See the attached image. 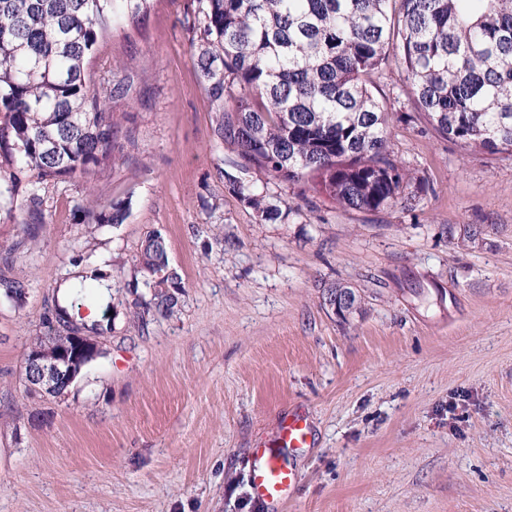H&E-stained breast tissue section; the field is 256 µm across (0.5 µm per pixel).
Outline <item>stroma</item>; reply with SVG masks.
<instances>
[{"mask_svg": "<svg viewBox=\"0 0 512 512\" xmlns=\"http://www.w3.org/2000/svg\"><path fill=\"white\" fill-rule=\"evenodd\" d=\"M158 0L114 28L99 63L139 90L122 104L116 161L51 180L44 224L0 207V512H512V153H468L420 114L396 59L376 81L402 203L348 211L311 184L243 168L216 135L184 20ZM254 183L282 215L234 193ZM122 222L87 224L88 194ZM159 234L181 276L174 313L134 314L152 291L136 258ZM112 281L102 347L68 397L27 395L24 359L59 319L73 267ZM353 288L358 311L324 303ZM307 448L299 486L268 506L251 488L257 449L288 411Z\"/></svg>", "mask_w": 512, "mask_h": 512, "instance_id": "obj_1", "label": "stroma"}]
</instances>
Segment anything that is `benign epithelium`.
Returning a JSON list of instances; mask_svg holds the SVG:
<instances>
[{
    "mask_svg": "<svg viewBox=\"0 0 512 512\" xmlns=\"http://www.w3.org/2000/svg\"><path fill=\"white\" fill-rule=\"evenodd\" d=\"M327 305L339 317L357 311L359 298L351 288H340L327 300ZM71 350L51 353L40 348H31L26 355L27 371L24 383L28 390L63 400L69 387L83 366L100 352L98 342L78 330L68 331Z\"/></svg>",
    "mask_w": 512,
    "mask_h": 512,
    "instance_id": "7a95c632",
    "label": "benign epithelium"
}]
</instances>
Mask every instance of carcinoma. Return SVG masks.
I'll list each match as a JSON object with an SVG mask.
<instances>
[{"label":"carcinoma","instance_id":"carcinoma-1","mask_svg":"<svg viewBox=\"0 0 512 512\" xmlns=\"http://www.w3.org/2000/svg\"><path fill=\"white\" fill-rule=\"evenodd\" d=\"M159 0H0V200L30 185L22 223H43L41 184L84 177L115 161L120 122L110 104L134 80L89 65L116 26L137 28ZM216 133L247 164L294 183L312 176L339 206L395 205L407 177L388 145L389 111L372 76L400 61L418 109L442 137L490 154L512 148V0H196L185 18ZM233 190L277 218L254 185ZM87 223H119L89 196ZM140 269L167 286L181 276L163 239H146Z\"/></svg>","mask_w":512,"mask_h":512}]
</instances>
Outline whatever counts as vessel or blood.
I'll list each match as a JSON object with an SVG mask.
<instances>
[{
  "mask_svg": "<svg viewBox=\"0 0 512 512\" xmlns=\"http://www.w3.org/2000/svg\"><path fill=\"white\" fill-rule=\"evenodd\" d=\"M310 423L305 413L291 412L279 425V440L293 450L307 447ZM299 475L280 450L258 449L252 472V488L256 499L268 503L285 502L296 490Z\"/></svg>",
  "mask_w": 512,
  "mask_h": 512,
  "instance_id": "vessel-or-blood-1",
  "label": "vessel or blood"
}]
</instances>
